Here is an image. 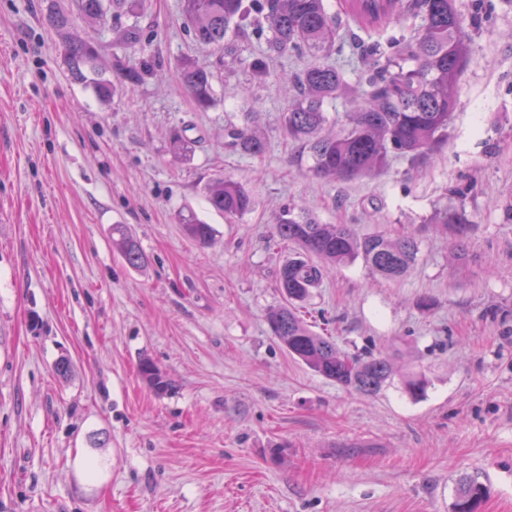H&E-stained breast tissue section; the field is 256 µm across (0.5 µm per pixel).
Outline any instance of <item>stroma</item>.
Instances as JSON below:
<instances>
[{"mask_svg": "<svg viewBox=\"0 0 512 512\" xmlns=\"http://www.w3.org/2000/svg\"><path fill=\"white\" fill-rule=\"evenodd\" d=\"M48 4L0 0V512H452L464 480L485 487L480 512H512V0H458L473 56L447 143L350 181L314 177L282 134L280 75L310 55L257 77L264 34L224 58L195 40L182 0H146L140 55L153 71L105 103L71 80ZM411 25L342 16L353 43L329 62L357 82L356 39ZM186 57L214 74L209 109L179 88ZM250 111L261 156L224 137ZM176 135L192 143L187 160L169 150ZM218 174L251 191V213L208 209L202 187ZM287 203L419 241L401 281L355 261L305 305L342 351L390 358L394 380L376 395L312 372L266 322L293 254L274 226ZM457 206L473 223L458 254L426 224ZM187 209L213 225L211 245L184 234ZM116 224L145 268L117 252ZM145 358L173 380L168 394L141 379ZM410 377L423 395L406 392ZM112 242L118 247L122 257L130 267L138 269L143 267L147 262L127 225H113Z\"/></svg>", "mask_w": 512, "mask_h": 512, "instance_id": "35a3bbf8", "label": "stroma"}]
</instances>
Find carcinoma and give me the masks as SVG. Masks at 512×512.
Wrapping results in <instances>:
<instances>
[{"label":"carcinoma","instance_id":"obj_1","mask_svg":"<svg viewBox=\"0 0 512 512\" xmlns=\"http://www.w3.org/2000/svg\"><path fill=\"white\" fill-rule=\"evenodd\" d=\"M348 13L367 27H384L405 10L421 18L419 29L409 36L363 46L366 59L363 93L347 113L341 130L324 132L326 107L346 91L342 73L325 62L336 45L337 26L325 0H184L183 13L195 39L228 55L234 51L228 35L248 36V20L266 27L271 56L308 53L314 61L294 78L296 94L283 115L289 139L299 143L313 159L312 172L319 178L351 180L378 173L391 159L413 163L428 159L443 143L459 103V75L470 61L465 22L456 0H347ZM143 0H72L65 11L49 3L46 22L62 48L71 79L91 84L104 101L112 98L115 82L136 84L150 68L137 56L142 34L137 23L114 26L112 11L136 17ZM90 26L110 29L113 42L130 52L129 64L117 77L108 75L96 45L71 32L72 14ZM181 89L201 109L214 103L213 74L191 59L178 65ZM229 145L247 155H261L266 144L249 123L231 126ZM204 195L211 209L226 218H241L254 209V199L240 181L226 176L210 179ZM178 223L185 234L201 245L211 242L213 227L193 211L180 212ZM430 223L451 234L453 249L460 251L470 229L461 207L439 209ZM277 236L297 247L279 274L285 304L268 311L266 320L289 356L311 371L349 392L372 396L393 374L388 359L350 356L330 336L312 331L300 309L321 287L323 266L344 265L360 258L371 272L388 279L402 278L415 263L418 240L402 233L375 232L358 236L348 224H323L294 205L283 206L275 218ZM112 242L126 263L141 268L146 263L127 225H112ZM139 374L157 395L173 388L171 380L152 360L139 364ZM484 487L472 481L458 489L454 512H477Z\"/></svg>","mask_w":512,"mask_h":512}]
</instances>
